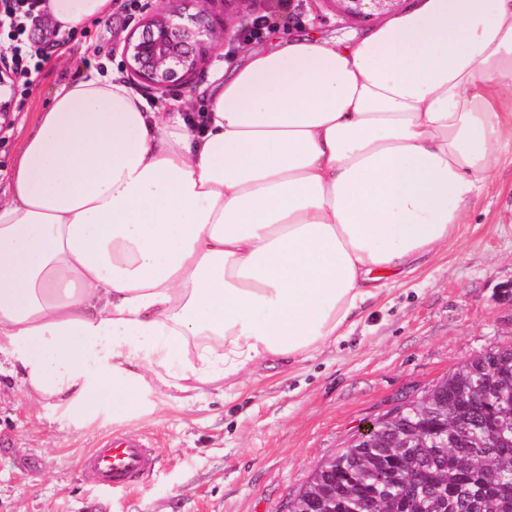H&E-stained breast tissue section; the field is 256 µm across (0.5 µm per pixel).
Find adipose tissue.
I'll list each match as a JSON object with an SVG mask.
<instances>
[{"label": "adipose tissue", "instance_id": "obj_1", "mask_svg": "<svg viewBox=\"0 0 512 512\" xmlns=\"http://www.w3.org/2000/svg\"><path fill=\"white\" fill-rule=\"evenodd\" d=\"M113 0H46L65 34ZM202 126L121 74L56 90L0 195V350L75 428L300 361L435 257L512 155V0H412L249 50Z\"/></svg>", "mask_w": 512, "mask_h": 512}]
</instances>
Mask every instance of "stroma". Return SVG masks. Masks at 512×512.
Here are the masks:
<instances>
[{"mask_svg": "<svg viewBox=\"0 0 512 512\" xmlns=\"http://www.w3.org/2000/svg\"><path fill=\"white\" fill-rule=\"evenodd\" d=\"M257 0L267 16L261 33L230 30L206 51L192 93L147 90L149 106L202 101L201 90L247 50L314 31L361 35L366 23L335 15L322 0H291L285 13ZM133 0H114L110 17L73 31L68 48L51 49L39 79L0 131V193L23 135L62 84L89 72L123 69L116 48L141 28ZM494 187L472 204L467 224L448 247L368 302L347 336L301 363L270 359L242 386L190 401H164L152 414L114 424L98 418L67 427L53 408L18 390L0 355V512H283L317 464L344 448L403 396L415 394L461 363L512 343V158L492 172ZM133 431L152 445V472L131 489L87 483L79 462L111 433Z\"/></svg>", "mask_w": 512, "mask_h": 512, "instance_id": "35a3bbf8", "label": "stroma"}]
</instances>
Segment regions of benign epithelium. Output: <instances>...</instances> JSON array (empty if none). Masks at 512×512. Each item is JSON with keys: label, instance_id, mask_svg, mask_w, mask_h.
I'll list each match as a JSON object with an SVG mask.
<instances>
[{"label": "benign epithelium", "instance_id": "7a95c632", "mask_svg": "<svg viewBox=\"0 0 512 512\" xmlns=\"http://www.w3.org/2000/svg\"><path fill=\"white\" fill-rule=\"evenodd\" d=\"M161 0H142L143 30L129 36L120 47L131 78L164 92L179 85L190 88L191 78L200 65L203 48L219 34L197 18L180 11L162 12ZM345 18L367 21L373 12L383 13L404 0H325Z\"/></svg>", "mask_w": 512, "mask_h": 512}]
</instances>
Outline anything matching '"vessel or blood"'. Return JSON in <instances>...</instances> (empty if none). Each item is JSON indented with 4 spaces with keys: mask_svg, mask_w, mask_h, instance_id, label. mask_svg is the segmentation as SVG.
<instances>
[{
    "mask_svg": "<svg viewBox=\"0 0 512 512\" xmlns=\"http://www.w3.org/2000/svg\"><path fill=\"white\" fill-rule=\"evenodd\" d=\"M156 463L146 439L129 432L110 436L100 447L89 450L81 459V470L93 485L122 492Z\"/></svg>",
    "mask_w": 512,
    "mask_h": 512,
    "instance_id": "1",
    "label": "vessel or blood"
}]
</instances>
